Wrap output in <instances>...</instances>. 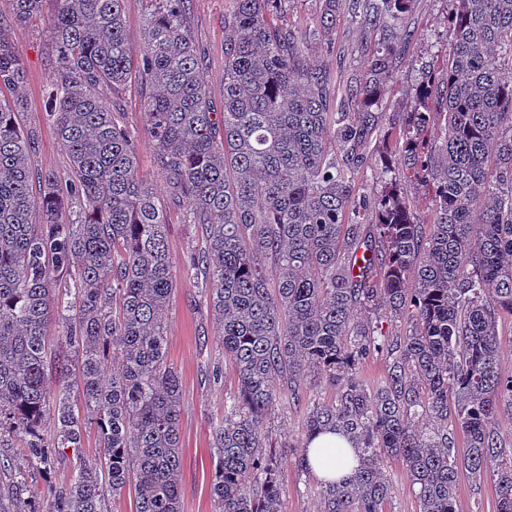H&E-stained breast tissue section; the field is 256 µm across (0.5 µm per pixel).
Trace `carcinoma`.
I'll use <instances>...</instances> for the list:
<instances>
[{
	"instance_id": "1",
	"label": "carcinoma",
	"mask_w": 512,
	"mask_h": 512,
	"mask_svg": "<svg viewBox=\"0 0 512 512\" xmlns=\"http://www.w3.org/2000/svg\"><path fill=\"white\" fill-rule=\"evenodd\" d=\"M0 15V86L25 67ZM50 116L69 172L32 170L38 133L0 101V500L15 512H108L132 485L136 512H181V385L162 313L176 277L165 208L140 175L117 95L146 91L144 122L169 201L201 232L182 277L201 284L238 394L214 428L219 512H284L277 456L261 436L278 406L301 411L306 442L329 430L357 450L354 473L319 483V512H386L385 459L405 463L421 512H455L459 471L496 477L497 512H512V452L499 413L512 376L499 369L497 325L512 314V0H452L450 48L420 83L399 130L401 167L381 195L358 175L383 122L413 0H348L377 34L366 70L336 99L306 38L273 22L286 0H233L224 17V107L215 112L188 14L190 0H149L141 49L124 0H57ZM341 0H315L312 36L332 41ZM436 130L429 146L427 133ZM432 186V221H415L398 182ZM84 204L71 214L68 202ZM412 310L384 335L372 314ZM378 354L375 388L359 365ZM121 364L114 371L108 359ZM313 375L336 390L303 401ZM96 427L104 462L81 456ZM467 438L454 454L455 434ZM71 469L38 488L31 469Z\"/></svg>"
}]
</instances>
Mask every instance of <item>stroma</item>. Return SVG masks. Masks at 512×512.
Returning a JSON list of instances; mask_svg holds the SVG:
<instances>
[{
  "mask_svg": "<svg viewBox=\"0 0 512 512\" xmlns=\"http://www.w3.org/2000/svg\"><path fill=\"white\" fill-rule=\"evenodd\" d=\"M232 0H191L189 27L201 54L208 79V94L214 106L224 101V15L231 11ZM58 4L45 0L41 12L30 22L16 24L8 30L10 42L22 60L26 81L19 90L4 89L0 99L22 96L24 111L19 123L37 131L39 147L33 166L42 172H63L69 164L68 154L58 140L52 118L45 109V92L50 82L53 45L51 26ZM451 0H413L408 14L411 38L396 71L385 108L387 123H395L398 113L407 111L423 77L425 64L448 51V14ZM366 32L341 15L332 44L309 39L307 56L311 62L325 65L337 88H344L349 75L364 70L368 58L361 44ZM144 97L137 85H130L121 95L119 110L122 122L136 132V149L140 172L153 185L158 196H166L165 182L154 161V146L145 131ZM170 261L174 272L186 264L195 238L192 225L186 224L183 209L166 211ZM196 289L182 281L175 289L164 313L167 326L168 361L181 380V457L180 491L182 512H216L210 485L213 458L210 432L224 419V401L237 392V376L232 365L224 361V352L215 335V325L204 304L198 303ZM221 366L223 377L218 384L205 380L209 367ZM263 437L273 453L280 456V481L286 493L285 512H317V479L302 474L294 457L283 456L284 445L303 447L301 415L278 409L267 418ZM384 474L395 494L388 512H419L418 488L413 485L405 465L397 459L387 460ZM496 487L491 477L471 478L460 474L456 512H495Z\"/></svg>",
  "mask_w": 512,
  "mask_h": 512,
  "instance_id": "1",
  "label": "stroma"
}]
</instances>
